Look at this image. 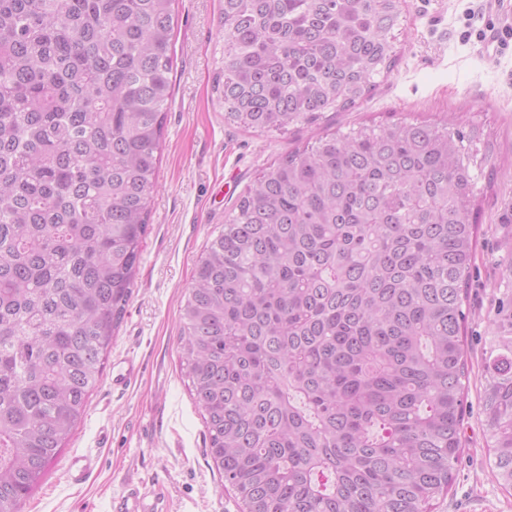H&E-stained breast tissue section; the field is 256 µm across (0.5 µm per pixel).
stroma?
<instances>
[{"mask_svg": "<svg viewBox=\"0 0 512 512\" xmlns=\"http://www.w3.org/2000/svg\"><path fill=\"white\" fill-rule=\"evenodd\" d=\"M174 10L173 92L133 295L82 420L22 512H112L131 483L156 494L164 512H237L209 464L178 345L180 305L208 239L263 167L324 133L443 119L462 120L477 137L478 224L466 302L464 448L435 512H512V488L488 463L482 411L490 321L497 297L512 289V0H401L393 69L351 109L285 132L225 122L215 90L224 70L219 0H175ZM130 363L136 378L113 389V372ZM75 457L95 463L80 485L68 477Z\"/></svg>", "mask_w": 512, "mask_h": 512, "instance_id": "obj_1", "label": "stroma"}]
</instances>
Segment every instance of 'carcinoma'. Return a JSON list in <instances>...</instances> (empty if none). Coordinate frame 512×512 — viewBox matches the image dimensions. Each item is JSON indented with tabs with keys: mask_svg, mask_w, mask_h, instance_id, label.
Instances as JSON below:
<instances>
[{
	"mask_svg": "<svg viewBox=\"0 0 512 512\" xmlns=\"http://www.w3.org/2000/svg\"><path fill=\"white\" fill-rule=\"evenodd\" d=\"M174 0H0V512L84 415L132 297ZM400 0H223L224 120L284 131L390 70ZM462 122L336 130L265 168L180 307L238 512H434L462 453L478 176ZM484 365L512 486V293Z\"/></svg>",
	"mask_w": 512,
	"mask_h": 512,
	"instance_id": "cac0c4a2",
	"label": "carcinoma"
}]
</instances>
